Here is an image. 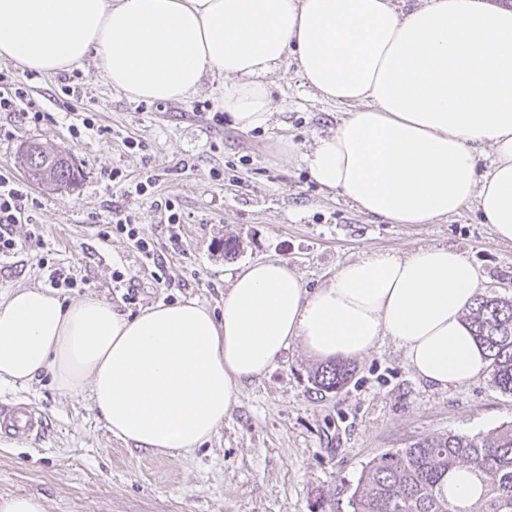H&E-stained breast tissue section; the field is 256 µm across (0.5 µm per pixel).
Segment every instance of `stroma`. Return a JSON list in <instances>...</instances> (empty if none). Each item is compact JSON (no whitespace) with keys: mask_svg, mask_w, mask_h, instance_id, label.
<instances>
[{"mask_svg":"<svg viewBox=\"0 0 512 512\" xmlns=\"http://www.w3.org/2000/svg\"><path fill=\"white\" fill-rule=\"evenodd\" d=\"M62 77L33 81L49 119L34 125L0 112L1 173L22 180L15 157L33 142L70 155L79 170L70 187L30 185L39 206L32 223L14 227L20 249L0 256L1 293L48 287L51 268L64 267L78 279L58 290L69 301L93 297L134 315L196 298L218 312L228 274L247 263L287 260L315 289L367 254L445 245L469 261L484 294L512 296V242L496 238L476 205L436 224H381L312 180L298 155L334 132L345 108L309 88L295 62L270 75L271 122L251 131L213 122L222 109L219 75H207L187 99L162 104L112 89L88 60L66 76L84 90L68 109L60 103ZM83 112L97 113L106 134L73 140L68 127ZM283 137L297 157H278ZM130 140L145 150L127 148ZM146 153L160 175L149 194L121 193L106 179L118 168L139 180ZM214 169L223 181L211 179ZM163 196L178 200L184 218L177 247L153 204ZM116 205L135 213L164 255L170 285L156 281L126 237L99 238V220ZM32 233L40 246H27ZM317 365L290 345L210 440L177 455L114 438L83 396L60 394L49 377L0 387V400L33 405L46 420L38 439L0 442V496L40 497L45 512H349L350 490L370 459L421 438L484 434L512 422V395L497 390L490 374L436 389L389 341L351 359L353 376L340 391L314 387Z\"/></svg>","mask_w":512,"mask_h":512,"instance_id":"35a3bbf8","label":"stroma"}]
</instances>
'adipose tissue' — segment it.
I'll return each instance as SVG.
<instances>
[{"mask_svg": "<svg viewBox=\"0 0 512 512\" xmlns=\"http://www.w3.org/2000/svg\"><path fill=\"white\" fill-rule=\"evenodd\" d=\"M94 60L114 89L150 102L223 75L233 127L267 126L268 75L294 60L322 99L351 105L301 160L320 186L390 224H431L477 203L512 241V8L428 0H0V60L54 74ZM493 158L479 170L473 147ZM221 314L189 298L129 315L27 286L0 297V386L50 375L87 394L115 438L188 452L291 343L353 358L391 340L424 382L484 373L464 320L481 282L445 246L376 252L311 290L287 261L229 274Z\"/></svg>", "mask_w": 512, "mask_h": 512, "instance_id": "adipose-tissue-1", "label": "adipose tissue"}]
</instances>
